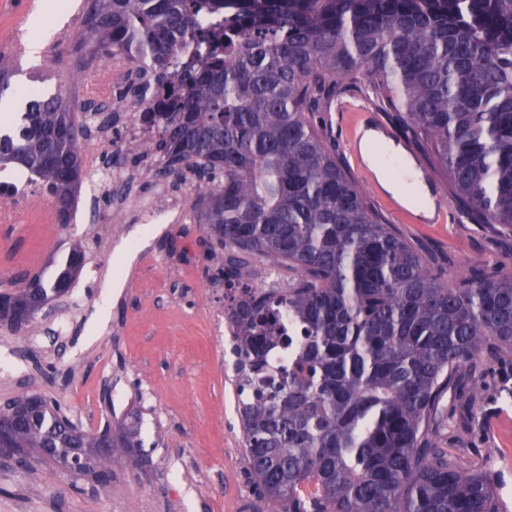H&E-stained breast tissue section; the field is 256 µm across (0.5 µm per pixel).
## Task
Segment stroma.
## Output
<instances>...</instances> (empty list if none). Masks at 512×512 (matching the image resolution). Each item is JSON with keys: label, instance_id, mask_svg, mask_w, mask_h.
<instances>
[{"label": "stroma", "instance_id": "stroma-1", "mask_svg": "<svg viewBox=\"0 0 512 512\" xmlns=\"http://www.w3.org/2000/svg\"><path fill=\"white\" fill-rule=\"evenodd\" d=\"M46 0H0V56L15 74L0 93V118H18L26 100L21 87L33 79L49 92L103 104L116 118L81 143L84 178L69 223L42 222L49 198L22 201L26 216L0 223V283L24 271L52 278L73 245L86 252L87 270L74 283L84 298L70 312L65 338L47 336L60 301L48 303L28 328L0 325V406L22 392L56 402L87 431L127 412L141 414L144 446L116 449L112 482L95 488L91 476L66 473L54 462L33 459L25 469L0 454V512H271L255 489L239 424L235 357L213 320L224 311V281L217 278L209 246L186 204L179 223H145L140 200L167 209L180 175L154 176L157 158L128 144L125 130L135 113L113 86L109 59L86 63L80 20L86 0H69L55 12ZM42 16L47 34L38 56L17 50ZM105 165L136 173L133 189L101 188L94 173ZM425 259L460 275L473 256L491 272L512 275V235L504 236L461 217L456 224H399ZM492 387L469 408L446 404L438 422L440 446L466 465L500 478L505 512H512V361L497 363Z\"/></svg>", "mask_w": 512, "mask_h": 512}]
</instances>
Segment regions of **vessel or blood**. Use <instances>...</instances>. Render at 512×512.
Here are the masks:
<instances>
[{
	"instance_id": "vessel-or-blood-1",
	"label": "vessel or blood",
	"mask_w": 512,
	"mask_h": 512,
	"mask_svg": "<svg viewBox=\"0 0 512 512\" xmlns=\"http://www.w3.org/2000/svg\"><path fill=\"white\" fill-rule=\"evenodd\" d=\"M340 112L344 118V132L341 138L342 151L359 180L371 192H378L379 187L372 172L362 159L360 147L368 133L374 131L380 133L385 140L394 143L399 142L400 137L373 107L364 93H352L341 105ZM379 160L382 164L397 170L401 176H408L412 172L418 173L433 190L434 205L431 210L426 212L404 208L393 198L384 197L383 202L394 217L407 224H453L457 222L458 216L454 207L442 191L433 170L423 161H416L414 167L410 168L403 163L400 155L392 152L381 153Z\"/></svg>"
}]
</instances>
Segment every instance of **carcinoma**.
<instances>
[{
  "instance_id": "carcinoma-1",
  "label": "carcinoma",
  "mask_w": 512,
  "mask_h": 512,
  "mask_svg": "<svg viewBox=\"0 0 512 512\" xmlns=\"http://www.w3.org/2000/svg\"><path fill=\"white\" fill-rule=\"evenodd\" d=\"M88 61L122 55L145 74L125 94L158 137L164 177L209 183L194 209L224 274L260 256L298 278L281 292L250 289L232 315L238 413L255 485L273 512H501L496 479L440 448L429 432L446 392L486 388L485 366L512 357V276L447 283L371 209L312 120L365 88L430 147L477 224L512 234V0H88ZM86 122L67 95L27 101L16 133L0 135V167L46 191L65 224L84 176ZM72 247L54 282L36 275L0 292V323L24 325L72 274ZM296 335L278 333L283 317ZM292 350L273 365L274 346ZM5 418L15 447L139 448V416L91 433L40 399ZM106 454L83 470L106 483Z\"/></svg>"
}]
</instances>
